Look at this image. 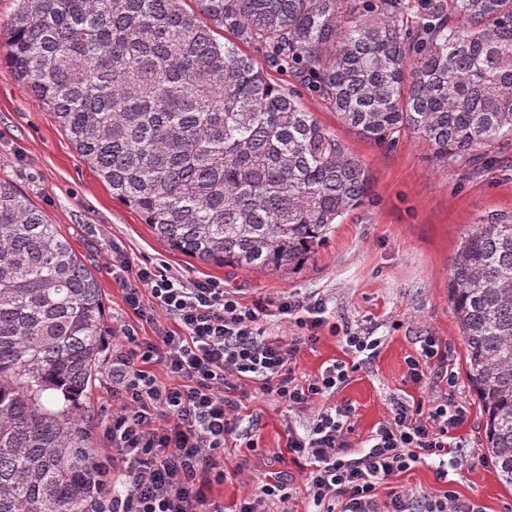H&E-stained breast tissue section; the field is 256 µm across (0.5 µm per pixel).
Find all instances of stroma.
I'll return each mask as SVG.
<instances>
[{
	"instance_id": "stroma-1",
	"label": "stroma",
	"mask_w": 512,
	"mask_h": 512,
	"mask_svg": "<svg viewBox=\"0 0 512 512\" xmlns=\"http://www.w3.org/2000/svg\"><path fill=\"white\" fill-rule=\"evenodd\" d=\"M239 50L266 70L272 82L295 94L302 108L363 160L371 175L369 198L300 267L240 271L170 249L137 212L113 198L78 156L52 109L1 62L0 179L11 182L59 225L95 273L109 317L132 326L138 335H151L152 329L126 305L123 285L112 276L107 259L116 245L135 263L165 265L187 279L237 291L248 302L320 294L338 326L383 340L379 354L337 395L356 409V437H365L386 420L396 398L424 399L451 390L470 411L457 432L460 446L447 480H439L435 467L418 464L380 484L379 496L394 484L424 492L448 488L478 503L483 512H512V491L498 481L481 446V415L462 366L463 340L448 301L450 265L462 238L491 215L512 211V149L492 154L475 171L437 165L427 147L409 136L391 148L376 145L343 125L291 72L268 68L264 45L243 43ZM423 336L447 343L456 388L437 378L419 385L409 380L405 359L416 354ZM235 396L241 402L237 431L258 435V448L246 459L239 449L225 448L224 467L233 477L213 488L214 498L228 507L237 505L258 483L276 480L283 472L292 478L295 512H304L303 472L291 461L287 441L289 432L309 425L312 410H288L243 380Z\"/></svg>"
}]
</instances>
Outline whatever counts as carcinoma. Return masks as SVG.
Masks as SVG:
<instances>
[{
    "instance_id": "carcinoma-1",
    "label": "carcinoma",
    "mask_w": 512,
    "mask_h": 512,
    "mask_svg": "<svg viewBox=\"0 0 512 512\" xmlns=\"http://www.w3.org/2000/svg\"><path fill=\"white\" fill-rule=\"evenodd\" d=\"M18 2L0 59L112 196L202 262L295 267L370 192L363 163L219 30L268 47L377 145L408 133L446 168L512 147V0ZM448 298L484 454L512 489V213L464 236ZM110 341L92 272L0 179V512H88L83 401Z\"/></svg>"
}]
</instances>
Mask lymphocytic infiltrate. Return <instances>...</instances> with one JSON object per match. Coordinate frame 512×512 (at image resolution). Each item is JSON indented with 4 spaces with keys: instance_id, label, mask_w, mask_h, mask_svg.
I'll list each match as a JSON object with an SVG mask.
<instances>
[{
    "instance_id": "f902f5d3",
    "label": "lymphocytic infiltrate",
    "mask_w": 512,
    "mask_h": 512,
    "mask_svg": "<svg viewBox=\"0 0 512 512\" xmlns=\"http://www.w3.org/2000/svg\"><path fill=\"white\" fill-rule=\"evenodd\" d=\"M110 264L126 304L154 334L141 337L126 325L112 339V416L102 424L109 446L95 460L91 512H224L207 491L228 479L224 447L237 431V378L259 384L288 410L316 407L306 430L288 437L289 455L306 470L310 512H482L451 490L377 493L380 483L428 460L440 477L448 475L468 409L451 391L457 380L439 337H423L405 363L411 382L433 376L447 382L448 393L394 400L388 418L355 444V410L334 398L378 354L381 338L331 323L317 294L291 295L272 307L206 280L133 264L117 246ZM277 318L296 326L297 336L272 334ZM324 328L340 336L345 359L316 376L297 375L298 353L315 346ZM292 497L289 480L261 482L238 512H292Z\"/></svg>"
}]
</instances>
